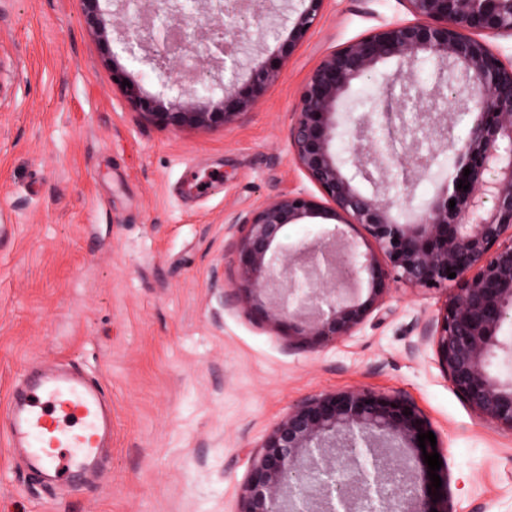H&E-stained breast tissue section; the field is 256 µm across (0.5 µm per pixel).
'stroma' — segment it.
Listing matches in <instances>:
<instances>
[{
  "instance_id": "obj_1",
  "label": "stroma",
  "mask_w": 512,
  "mask_h": 512,
  "mask_svg": "<svg viewBox=\"0 0 512 512\" xmlns=\"http://www.w3.org/2000/svg\"><path fill=\"white\" fill-rule=\"evenodd\" d=\"M81 0H0V419L28 371L78 367L112 400L94 484L47 488L0 435V512H240L249 461L298 400L369 388L427 419L449 512H512V434L453 391L421 339L449 290L396 285L352 336L315 351L226 305L227 219L316 187L288 151L299 90L321 58L412 18L405 0H326L258 104L212 129L150 120L112 81ZM396 63L358 80L345 128ZM395 164L390 195L428 202L453 172Z\"/></svg>"
}]
</instances>
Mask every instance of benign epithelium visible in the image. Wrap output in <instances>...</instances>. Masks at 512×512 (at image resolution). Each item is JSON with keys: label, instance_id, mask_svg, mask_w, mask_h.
<instances>
[{"label": "benign epithelium", "instance_id": "benign-epithelium-1", "mask_svg": "<svg viewBox=\"0 0 512 512\" xmlns=\"http://www.w3.org/2000/svg\"><path fill=\"white\" fill-rule=\"evenodd\" d=\"M89 30L108 44L102 0H82ZM115 13L137 20L133 36L121 33L120 51L159 73L160 90L140 85L112 53V79L127 81L128 97L165 127L224 126L251 109L275 83L295 49L307 38L326 0H300L287 36L277 33L276 52L244 67L238 53L250 42L245 30H229L224 19L246 15L253 0H113ZM414 20L374 28L330 52L311 70L298 94L288 130L291 155L322 194L297 192L272 198L232 223L237 282L225 301L244 308L302 349H316L353 335L394 285L414 290L454 286L440 317L426 323L438 364L457 396L494 427L512 433V380L491 371L512 320V61H504L475 33L512 34V0H404ZM208 22L204 52L195 34L181 35L180 49L195 55L194 79L186 83L173 67L166 19ZM438 67L428 88L414 79L421 60ZM394 60L401 85L377 105L389 131H400L412 147L409 166L423 171L430 156L397 124L416 113L432 142L454 144L450 108L466 95L472 115L468 133L455 150L452 181L433 199L399 218L400 204L383 180L391 156L387 138H369L359 128L348 149L336 151L343 135L341 112L355 81ZM230 71L224 83L222 73ZM221 97L215 98V89ZM470 169L464 176V169ZM378 179L371 177V172ZM492 174L490 179L484 173ZM375 187L365 194L357 177ZM469 189L463 191L458 184ZM455 207H449V201ZM324 218L334 227L293 247L278 243L284 229ZM371 242L361 251L347 229ZM456 273L453 278L449 272ZM367 287V296L356 285ZM428 432L421 413L406 398L355 388L324 392L294 403L251 459L241 512H395L390 485L401 473L412 490L411 512H448V501L432 486L417 435Z\"/></svg>", "mask_w": 512, "mask_h": 512}]
</instances>
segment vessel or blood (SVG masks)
<instances>
[{
  "label": "vessel or blood",
  "instance_id": "b4317fda",
  "mask_svg": "<svg viewBox=\"0 0 512 512\" xmlns=\"http://www.w3.org/2000/svg\"><path fill=\"white\" fill-rule=\"evenodd\" d=\"M0 432L29 475L57 485L99 465L112 435V402L77 368L43 367L13 387Z\"/></svg>",
  "mask_w": 512,
  "mask_h": 512
}]
</instances>
